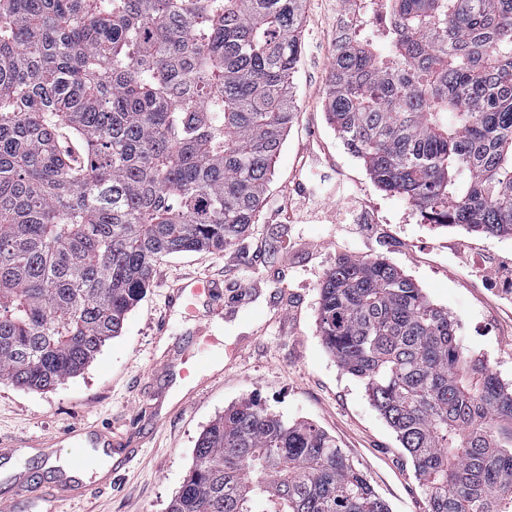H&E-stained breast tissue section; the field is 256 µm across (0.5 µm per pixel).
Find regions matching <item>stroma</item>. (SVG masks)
Segmentation results:
<instances>
[{
	"label": "stroma",
	"instance_id": "stroma-1",
	"mask_svg": "<svg viewBox=\"0 0 512 512\" xmlns=\"http://www.w3.org/2000/svg\"><path fill=\"white\" fill-rule=\"evenodd\" d=\"M341 9V0L307 2L293 78L297 115L249 232L221 252L159 259L121 334L82 373L43 392L0 381V443L60 440L52 461L31 450L29 471L68 464L73 445L62 434L78 423L111 429L138 451L110 488H98L87 473L83 496L61 512H166L200 433L249 397L333 437L390 512H425L394 432L319 333V288L342 258L383 259L401 269L448 310L466 352L512 384V293L448 254L450 241L461 239L481 264L512 266V236L428 224L407 199L380 190L345 148L323 108ZM191 276L224 285L207 342L193 317L166 307L170 284ZM186 366L189 383L180 377Z\"/></svg>",
	"mask_w": 512,
	"mask_h": 512
}]
</instances>
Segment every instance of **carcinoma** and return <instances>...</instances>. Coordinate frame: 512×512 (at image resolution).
<instances>
[{
  "instance_id": "cac0c4a2",
  "label": "carcinoma",
  "mask_w": 512,
  "mask_h": 512,
  "mask_svg": "<svg viewBox=\"0 0 512 512\" xmlns=\"http://www.w3.org/2000/svg\"><path fill=\"white\" fill-rule=\"evenodd\" d=\"M328 123L421 217L512 235V0H342ZM305 0H0V381L50 389L120 335L158 258L254 224L294 120ZM319 332L426 512H512V390L448 310L342 259ZM168 512H390L316 426L250 398Z\"/></svg>"
}]
</instances>
